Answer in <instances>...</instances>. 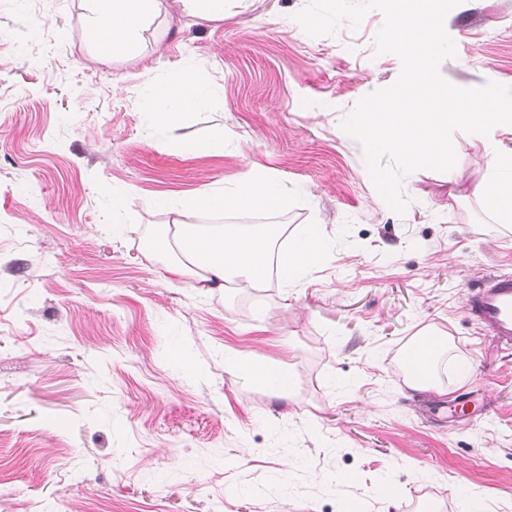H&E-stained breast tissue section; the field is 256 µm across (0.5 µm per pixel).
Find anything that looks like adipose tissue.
I'll return each mask as SVG.
<instances>
[{
	"label": "adipose tissue",
	"instance_id": "1",
	"mask_svg": "<svg viewBox=\"0 0 512 512\" xmlns=\"http://www.w3.org/2000/svg\"><path fill=\"white\" fill-rule=\"evenodd\" d=\"M88 35L105 57L128 56L137 47V36L144 22L159 8L161 0H88ZM154 121L168 129L180 122L182 105L203 101L204 87L182 77L151 90ZM159 203L173 215L164 225L166 239L176 245L179 258L171 270L190 274L212 290L239 279L258 286L265 282L270 268H277L282 283L303 279L326 255L328 236L323 225L309 224L297 234L287 250L275 247L285 228L280 224H216L205 228L186 224L182 215L196 212L238 214L243 212H285L294 203V194L274 175L253 171L220 191L186 193L177 199L161 197ZM237 372L252 383L276 395L290 391L292 380L280 365L254 356L233 359Z\"/></svg>",
	"mask_w": 512,
	"mask_h": 512
}]
</instances>
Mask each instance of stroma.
I'll list each match as a JSON object with an SVG mask.
<instances>
[{"label":"stroma","mask_w":512,"mask_h":512,"mask_svg":"<svg viewBox=\"0 0 512 512\" xmlns=\"http://www.w3.org/2000/svg\"><path fill=\"white\" fill-rule=\"evenodd\" d=\"M306 3L162 9L105 58L87 0H0V512H512V348L465 310L512 274V230L471 193L483 146L455 132L452 173L409 174L390 210L339 126L401 72L375 52L383 16L311 37ZM448 31L446 80L512 86V0H463ZM184 74L206 102L154 127L150 88ZM221 137L226 155L192 150ZM253 169L293 191L289 235L325 225L330 253L296 285L205 292L150 248L155 201ZM426 332L450 341L417 391L399 358ZM241 355L284 365L290 396L230 370ZM181 13H187L203 20H222L224 0H174Z\"/></svg>","instance_id":"35a3bbf8"}]
</instances>
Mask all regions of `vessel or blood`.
Wrapping results in <instances>:
<instances>
[{
	"label": "vessel or blood",
	"mask_w": 512,
	"mask_h": 512,
	"mask_svg": "<svg viewBox=\"0 0 512 512\" xmlns=\"http://www.w3.org/2000/svg\"><path fill=\"white\" fill-rule=\"evenodd\" d=\"M469 316L505 345H512V276L483 281L467 296Z\"/></svg>",
	"instance_id": "obj_1"
}]
</instances>
